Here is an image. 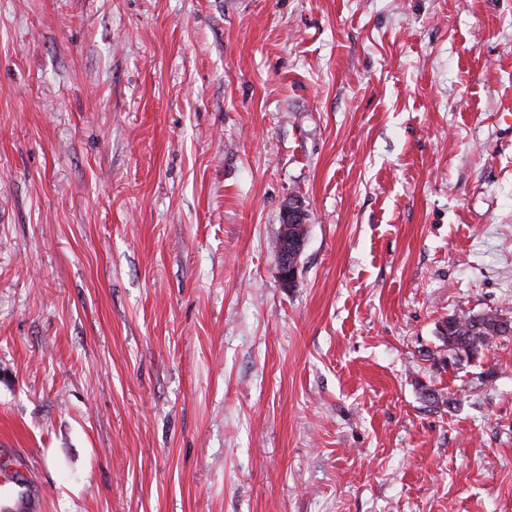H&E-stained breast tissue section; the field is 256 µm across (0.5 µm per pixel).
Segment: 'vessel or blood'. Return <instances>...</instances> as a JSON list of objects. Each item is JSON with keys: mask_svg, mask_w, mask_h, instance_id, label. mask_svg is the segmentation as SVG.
Listing matches in <instances>:
<instances>
[{"mask_svg": "<svg viewBox=\"0 0 512 512\" xmlns=\"http://www.w3.org/2000/svg\"><path fill=\"white\" fill-rule=\"evenodd\" d=\"M44 491L12 448H0V512H42Z\"/></svg>", "mask_w": 512, "mask_h": 512, "instance_id": "b4317fda", "label": "vessel or blood"}]
</instances>
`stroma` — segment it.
<instances>
[{"mask_svg":"<svg viewBox=\"0 0 512 512\" xmlns=\"http://www.w3.org/2000/svg\"><path fill=\"white\" fill-rule=\"evenodd\" d=\"M489 310L512 0H0V443L44 512H512V335L428 356ZM277 266L283 286L292 288L298 280V263L288 254V250L279 251ZM484 314V327L477 331L472 324L471 315L443 317L441 320L446 328L444 332H436L438 341L441 343L439 350L448 352V356L440 358V362L460 363L463 360L467 362L473 359H479L484 355L494 342V339L500 337L498 327L503 319L511 322L512 319L497 312H487Z\"/></svg>","mask_w":512,"mask_h":512,"instance_id":"obj_1","label":"stroma"}]
</instances>
